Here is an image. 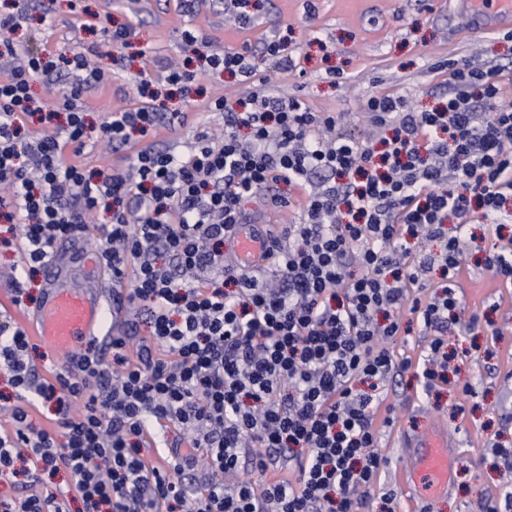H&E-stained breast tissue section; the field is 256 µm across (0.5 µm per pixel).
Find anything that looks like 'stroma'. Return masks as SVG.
<instances>
[{
  "label": "stroma",
  "mask_w": 512,
  "mask_h": 512,
  "mask_svg": "<svg viewBox=\"0 0 512 512\" xmlns=\"http://www.w3.org/2000/svg\"><path fill=\"white\" fill-rule=\"evenodd\" d=\"M256 15L253 27L241 29L226 20L220 0H199L190 14L182 13L179 0H34L22 27L0 29V40L54 54L87 52L91 66L108 76L103 88L82 97L88 120L97 127L129 105L139 70L149 68L158 78L170 60L197 71L207 96L232 101L248 93L247 85L227 75L203 74L200 47L180 38L186 27L227 50L246 44L257 49L267 37H285L282 59L260 63L270 90L335 116L337 133L360 139L373 132L364 109L371 96H402L419 112L447 99L453 89L445 66L449 60L502 65L499 80L505 98L512 99V42L472 34L451 0H259ZM105 20L111 28L132 30L129 46L114 59L95 51ZM199 103L192 94L166 98V111L184 113L186 120L161 130L157 147L185 154L198 132L223 127V114L200 111ZM107 221L97 214L82 236L59 241L70 257L75 285L111 279L104 262H88ZM467 230L466 271L458 290L463 310L446 331L455 370L447 383L427 392L410 370L386 383L377 429L378 450L387 464L359 512H483L487 501L512 492V478L491 451L495 443L512 448V286L477 263L497 235L512 236V223L501 228L472 223ZM465 382L472 395L462 393ZM439 427L456 444L454 468L447 493L431 503L406 484L405 470L413 437Z\"/></svg>",
  "instance_id": "35a3bbf8"
}]
</instances>
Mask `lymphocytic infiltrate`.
I'll use <instances>...</instances> for the list:
<instances>
[{
	"mask_svg": "<svg viewBox=\"0 0 512 512\" xmlns=\"http://www.w3.org/2000/svg\"><path fill=\"white\" fill-rule=\"evenodd\" d=\"M282 50L272 36L257 54L206 52L212 72L252 89L233 105L203 100L223 113L224 132L200 133L184 155L156 148L159 128L182 115L144 99L153 78L139 72L133 105L100 128L132 161L93 177L78 160L89 137L80 98L104 72L80 51L0 42V244L21 243L30 277L57 240L83 232L85 215L105 212L95 247L149 311L147 337L113 338L108 362L89 347L50 381L26 358L29 336L0 323V370L15 390L0 403V485L23 490L0 512H70L77 500L83 512H356L386 465L375 416L393 369H420L429 388L446 381L441 333L460 307L467 219L512 220V104L500 100L499 71L451 63L457 90L430 111L370 97L371 122L387 132L377 141L336 135L335 116L266 93L255 57ZM63 70L74 80L61 103ZM62 111L64 138L29 144L25 117L49 123ZM263 188L268 204L302 210L273 233L271 282L224 255L246 220L243 200ZM423 235L438 253L412 254L410 239ZM211 267L220 276L205 277ZM435 267L440 281L425 280ZM408 316L429 342L398 362L390 348ZM36 397L52 403L54 426L33 427ZM167 424L172 439L153 451L155 427ZM198 463L191 494L184 475ZM61 470L66 491L41 493Z\"/></svg>",
	"mask_w": 512,
	"mask_h": 512,
	"instance_id": "lymphocytic-infiltrate-1",
	"label": "lymphocytic infiltrate"
}]
</instances>
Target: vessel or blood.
I'll return each instance as SVG.
<instances>
[{"label":"vessel or blood","instance_id":"obj_1","mask_svg":"<svg viewBox=\"0 0 512 512\" xmlns=\"http://www.w3.org/2000/svg\"><path fill=\"white\" fill-rule=\"evenodd\" d=\"M473 34L512 31V0H462ZM232 258L243 268L261 269L263 257L272 243L266 225H238L234 235ZM105 289L50 285L37 314L24 316L30 336L63 356H72L79 345L116 334L121 321L120 309H107ZM408 476L415 490L433 501L448 490L451 475L452 444L447 432L431 431L417 436Z\"/></svg>","mask_w":512,"mask_h":512}]
</instances>
